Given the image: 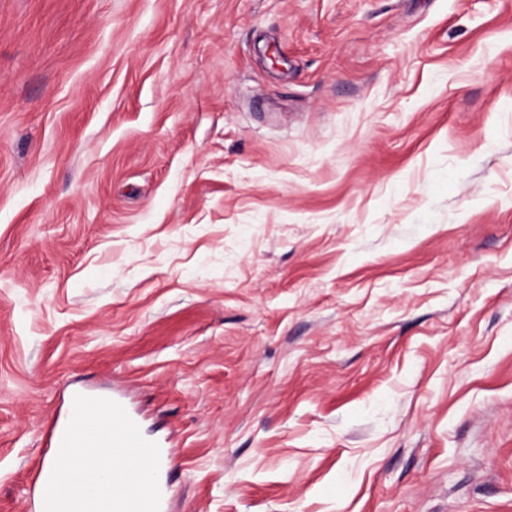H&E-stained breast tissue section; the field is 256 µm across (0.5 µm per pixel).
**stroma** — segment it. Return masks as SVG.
<instances>
[{"mask_svg": "<svg viewBox=\"0 0 512 512\" xmlns=\"http://www.w3.org/2000/svg\"><path fill=\"white\" fill-rule=\"evenodd\" d=\"M72 390L165 512H512V0H0V512Z\"/></svg>", "mask_w": 512, "mask_h": 512, "instance_id": "obj_1", "label": "stroma"}]
</instances>
